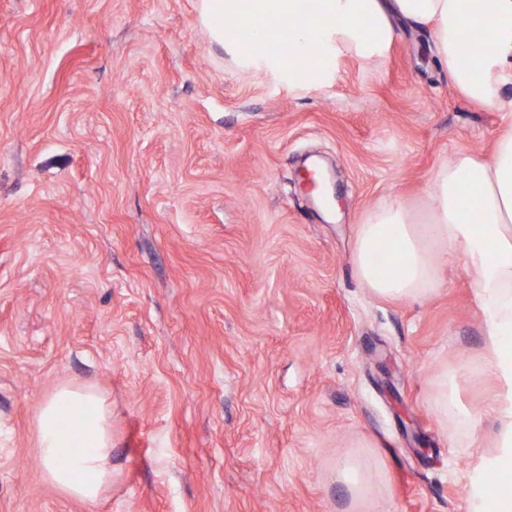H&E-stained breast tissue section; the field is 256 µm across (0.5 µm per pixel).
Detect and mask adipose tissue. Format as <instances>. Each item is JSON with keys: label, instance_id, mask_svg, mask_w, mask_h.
Masks as SVG:
<instances>
[{"label": "adipose tissue", "instance_id": "adipose-tissue-1", "mask_svg": "<svg viewBox=\"0 0 512 512\" xmlns=\"http://www.w3.org/2000/svg\"><path fill=\"white\" fill-rule=\"evenodd\" d=\"M202 17L216 34L234 21L255 40H278L291 20L289 64L307 69L337 55L381 54L394 38L395 19L428 28L455 88L484 107L512 117V0H202ZM486 52L471 51L473 40ZM386 247L385 266L374 255ZM472 278L483 318L478 364L498 380L493 451L471 472L467 512H512V127L495 141L491 159L455 156L433 173L420 211L397 199L365 213L353 264L370 292L386 300L434 294L447 257ZM461 371L443 373L431 400L440 415L454 413L473 436L477 421L457 408ZM111 413L93 390L60 387L38 410L42 476L64 494L97 500L112 480ZM337 476L355 499L381 512L372 492L383 480L376 454L359 451L339 461Z\"/></svg>", "mask_w": 512, "mask_h": 512}]
</instances>
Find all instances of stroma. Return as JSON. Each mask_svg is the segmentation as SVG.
I'll return each instance as SVG.
<instances>
[{"label":"stroma","mask_w":512,"mask_h":512,"mask_svg":"<svg viewBox=\"0 0 512 512\" xmlns=\"http://www.w3.org/2000/svg\"><path fill=\"white\" fill-rule=\"evenodd\" d=\"M200 0H0V512H353L336 476L378 453L394 512H466L480 448L430 397L472 365L462 265L382 301L352 264L363 214L417 203L508 121L466 99L427 30L319 82L236 59ZM112 410V482L42 478L59 386ZM494 381L459 402L491 426Z\"/></svg>","instance_id":"1"}]
</instances>
